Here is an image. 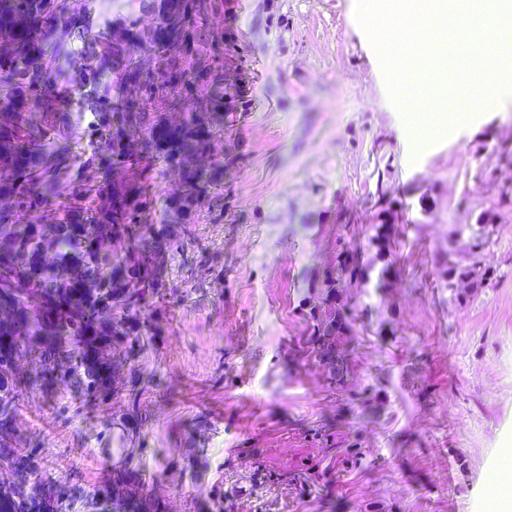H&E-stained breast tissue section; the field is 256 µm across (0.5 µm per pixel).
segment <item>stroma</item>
Returning <instances> with one entry per match:
<instances>
[{
	"label": "stroma",
	"mask_w": 512,
	"mask_h": 512,
	"mask_svg": "<svg viewBox=\"0 0 512 512\" xmlns=\"http://www.w3.org/2000/svg\"><path fill=\"white\" fill-rule=\"evenodd\" d=\"M237 26L224 66L254 80L236 85L248 108L224 133V218L164 262L179 297L133 374L148 421L118 398L33 388L17 403L22 445L40 449L44 479L90 498L112 486L97 479L104 445L136 449V494L157 512H512L487 482L512 451V209L490 228L483 287L454 301L441 275L512 184L495 150L512 141V99L414 152L355 0H247ZM378 224L392 227L391 288L340 292L366 309L352 400L291 350L304 273L337 266L342 247L366 252ZM282 442L313 449L316 473L249 474L225 454Z\"/></svg>",
	"instance_id": "stroma-1"
}]
</instances>
